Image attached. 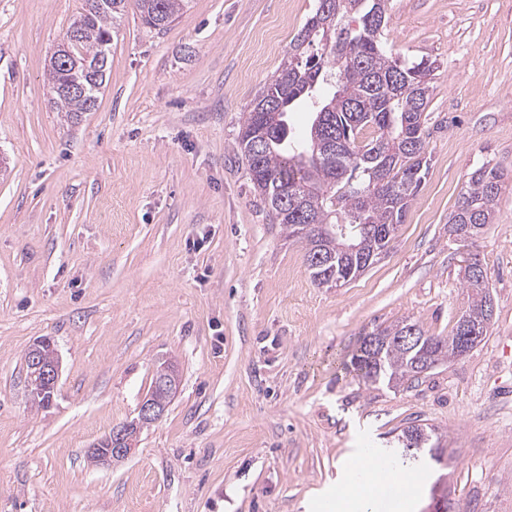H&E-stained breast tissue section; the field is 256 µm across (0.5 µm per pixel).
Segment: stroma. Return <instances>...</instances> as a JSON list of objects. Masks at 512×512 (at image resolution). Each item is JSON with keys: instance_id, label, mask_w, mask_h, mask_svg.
<instances>
[{"instance_id": "35a3bbf8", "label": "stroma", "mask_w": 512, "mask_h": 512, "mask_svg": "<svg viewBox=\"0 0 512 512\" xmlns=\"http://www.w3.org/2000/svg\"><path fill=\"white\" fill-rule=\"evenodd\" d=\"M85 0H0V512H325L341 465L413 424L449 458L414 470L429 512H512V181L473 244L448 234L470 174L512 171V0H391L381 41L437 61L427 174L386 256L318 286L237 150L244 112L315 0H192L166 31L127 11L95 111L67 121L47 65ZM495 316L466 357L412 386L348 365L410 319L451 334L467 253ZM55 343L53 403L24 356ZM180 388L114 467L89 446L137 414L156 367Z\"/></svg>"}]
</instances>
